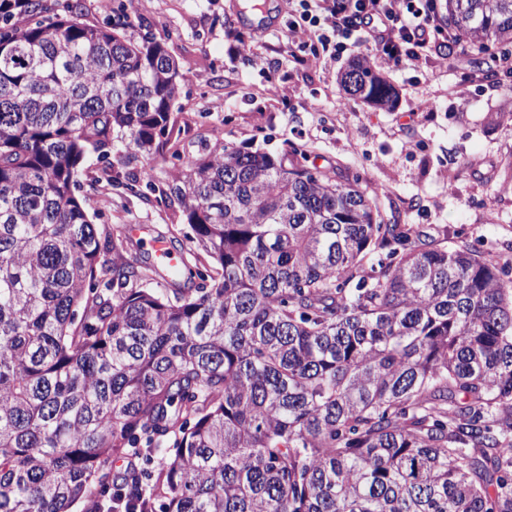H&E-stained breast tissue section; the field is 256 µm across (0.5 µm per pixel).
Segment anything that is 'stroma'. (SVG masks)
Instances as JSON below:
<instances>
[{
	"mask_svg": "<svg viewBox=\"0 0 512 512\" xmlns=\"http://www.w3.org/2000/svg\"><path fill=\"white\" fill-rule=\"evenodd\" d=\"M261 2L258 11L251 0H112L107 12L100 0H80L82 22H123L127 39L160 42L178 63L173 112L184 157L215 138L277 155L303 147L308 167L359 176L384 223L420 225L431 240L489 256L512 273V180L503 175L512 124L489 121L490 113H512V73L489 59L475 66L471 51L446 68L432 57L416 72L382 66L398 98L381 109L343 90L347 60L297 65L283 34L284 0ZM234 30L248 37L246 50H237ZM271 71L278 87L267 80ZM153 164L157 189L147 197L106 187L92 199L96 224L140 226L127 257L150 268L151 241L180 257L190 246L181 207L159 194L172 164L159 156Z\"/></svg>",
	"mask_w": 512,
	"mask_h": 512,
	"instance_id": "1",
	"label": "stroma"
}]
</instances>
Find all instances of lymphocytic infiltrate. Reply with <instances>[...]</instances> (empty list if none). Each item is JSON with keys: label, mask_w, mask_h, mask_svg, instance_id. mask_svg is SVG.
Returning <instances> with one entry per match:
<instances>
[{"label": "lymphocytic infiltrate", "mask_w": 512, "mask_h": 512, "mask_svg": "<svg viewBox=\"0 0 512 512\" xmlns=\"http://www.w3.org/2000/svg\"><path fill=\"white\" fill-rule=\"evenodd\" d=\"M286 33L301 65L353 53L373 68L416 71L431 49L445 63L458 44L438 0H288Z\"/></svg>", "instance_id": "f902f5d3"}]
</instances>
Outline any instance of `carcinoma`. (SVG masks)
<instances>
[{
	"label": "carcinoma",
	"mask_w": 512,
	"mask_h": 512,
	"mask_svg": "<svg viewBox=\"0 0 512 512\" xmlns=\"http://www.w3.org/2000/svg\"><path fill=\"white\" fill-rule=\"evenodd\" d=\"M492 58L512 0H446ZM176 61L52 0H0V512H512V284L384 224L360 178L217 139L165 191L209 259L154 281L90 219L95 182L153 191ZM350 95L393 88L352 65ZM127 467L111 476L110 461Z\"/></svg>",
	"instance_id": "1"
}]
</instances>
